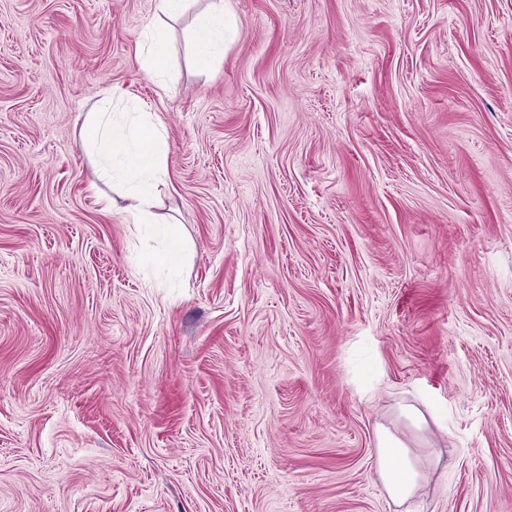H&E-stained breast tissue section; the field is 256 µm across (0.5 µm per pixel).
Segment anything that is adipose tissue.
<instances>
[{
	"instance_id": "obj_1",
	"label": "adipose tissue",
	"mask_w": 512,
	"mask_h": 512,
	"mask_svg": "<svg viewBox=\"0 0 512 512\" xmlns=\"http://www.w3.org/2000/svg\"><path fill=\"white\" fill-rule=\"evenodd\" d=\"M192 40L199 58L219 60L224 44V0H212L195 15ZM111 103V98H104L100 111L91 113L81 132V146L96 150L102 178L122 186L132 222L153 223L158 195L169 180L168 131L149 106L114 112ZM430 461V455L413 452L389 430H378L376 472L391 499L411 498Z\"/></svg>"
}]
</instances>
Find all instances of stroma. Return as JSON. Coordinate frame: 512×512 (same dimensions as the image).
<instances>
[{
  "label": "stroma",
  "instance_id": "obj_1",
  "mask_svg": "<svg viewBox=\"0 0 512 512\" xmlns=\"http://www.w3.org/2000/svg\"><path fill=\"white\" fill-rule=\"evenodd\" d=\"M209 2L0 0V512H512V0H224L203 68ZM110 88L175 271L80 146ZM224 1L215 0L198 12L193 20L192 40L196 53L204 61L220 59L224 44ZM145 38L149 55V71L156 78L158 86L162 88L164 87L161 77L165 66L166 32L158 25L148 26ZM376 472L393 500L411 498L431 462L432 453H414L397 435L380 428L376 435Z\"/></svg>",
  "mask_w": 512,
  "mask_h": 512
}]
</instances>
